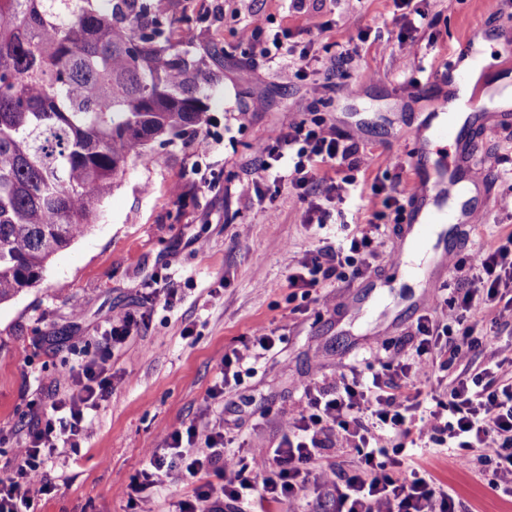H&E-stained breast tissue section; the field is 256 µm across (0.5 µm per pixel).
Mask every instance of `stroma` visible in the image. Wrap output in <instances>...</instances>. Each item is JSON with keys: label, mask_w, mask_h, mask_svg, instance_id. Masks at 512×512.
Segmentation results:
<instances>
[{"label": "stroma", "mask_w": 512, "mask_h": 512, "mask_svg": "<svg viewBox=\"0 0 512 512\" xmlns=\"http://www.w3.org/2000/svg\"><path fill=\"white\" fill-rule=\"evenodd\" d=\"M426 7L436 24L407 68L397 46L373 35L359 38L393 27V0H316L307 14L289 11L286 0H171L173 31L194 32L186 48L215 90L206 123L130 162L99 223L54 256L34 287L0 304V467L59 390L62 373L110 352L105 369L112 393L91 411L93 428L78 447L49 465L56 490L36 512H133L126 487L146 467L147 450L164 447L175 426L220 418L235 445L276 447L277 423L299 404L301 379L331 378L337 365L409 335L431 313L419 303L423 274L411 283L393 277V227L379 260L393 292L378 295L366 277L331 283L330 303L312 297L290 303V268L346 231L336 223H306L294 190L265 179L255 154L256 144L280 127L316 115L339 133L358 136L368 164L356 174L353 197L329 208L344 210L358 228L375 220L382 204L372 183L379 175L390 187L408 181L413 146L402 137L432 121L448 95L443 67L463 41L474 40L487 60L472 90L477 111H491L494 95L512 89V61L500 54L512 14H485L482 0H428ZM255 13L293 41H313L321 61L334 57L340 43L357 52L341 74L319 70L304 81L292 70L254 64L242 32ZM257 100L264 107L255 112ZM467 135L493 162L496 195L511 192L512 122L484 120ZM200 137L210 140L209 152L195 151ZM177 182L185 187L178 200L170 194ZM200 238L205 248H198ZM157 279L176 288L173 301L151 293ZM144 306L151 310L148 324L125 344L106 348L102 334L113 315ZM259 325L278 336L276 353L257 362L255 376L210 399L222 378L221 357ZM421 463L466 512H512V498L447 455L427 454ZM211 478L205 471L172 472L154 490L152 512H171Z\"/></svg>", "instance_id": "35a3bbf8"}]
</instances>
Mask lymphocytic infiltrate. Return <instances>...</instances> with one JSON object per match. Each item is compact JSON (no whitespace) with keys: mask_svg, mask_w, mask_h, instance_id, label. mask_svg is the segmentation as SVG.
<instances>
[{"mask_svg":"<svg viewBox=\"0 0 512 512\" xmlns=\"http://www.w3.org/2000/svg\"><path fill=\"white\" fill-rule=\"evenodd\" d=\"M399 23L387 29V43L397 44L405 60L417 58L420 31L433 19L417 0H394ZM254 61L274 69H291L306 77L313 61L311 45H295L287 35L268 34L267 20L255 15L243 29ZM256 152L261 170L285 181L306 204L310 220L325 224L329 214L312 200L310 187L318 167L343 166L347 175L330 180L328 190L345 201L354 174L367 163L358 138L337 132L325 121L292 122L281 127ZM381 227L371 223L355 234L306 256L289 276L302 296L332 281L347 282L378 269ZM454 268L463 287L440 289L434 312L423 315L413 335L401 339L379 370L364 375L354 364L337 366L332 382L312 377L302 384L298 407L280 423L277 447L241 453L227 450L223 430L200 433L174 427L166 434L167 453L151 451L147 468L127 486L131 506L146 505L149 489L185 464L190 475L213 472L214 481L197 487L178 503V512H253L254 499L306 512L309 488L328 492L336 512H460L447 486L420 464L425 453H447L456 465L486 477L491 489L512 497V356L478 358L493 337L512 330V230H501ZM271 329L255 327L243 349L220 361L224 382L241 383L254 375L255 364L273 352ZM444 373L445 397L426 402L423 387ZM401 380L404 391L393 388ZM77 388L70 398L51 394L48 408L29 427L15 452L12 472L0 478V512H35L34 506L54 488L47 470L52 455L91 428L86 410L112 392V379L97 360L63 377ZM203 440L191 461H184L183 442ZM355 458L349 472L319 465L323 452Z\"/></svg>","mask_w":512,"mask_h":512,"instance_id":"f902f5d3","label":"lymphocytic infiltrate"}]
</instances>
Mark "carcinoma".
Wrapping results in <instances>:
<instances>
[{"instance_id":"1","label":"carcinoma","mask_w":512,"mask_h":512,"mask_svg":"<svg viewBox=\"0 0 512 512\" xmlns=\"http://www.w3.org/2000/svg\"><path fill=\"white\" fill-rule=\"evenodd\" d=\"M155 0H0V304L96 222L126 174L201 125L211 86Z\"/></svg>"}]
</instances>
